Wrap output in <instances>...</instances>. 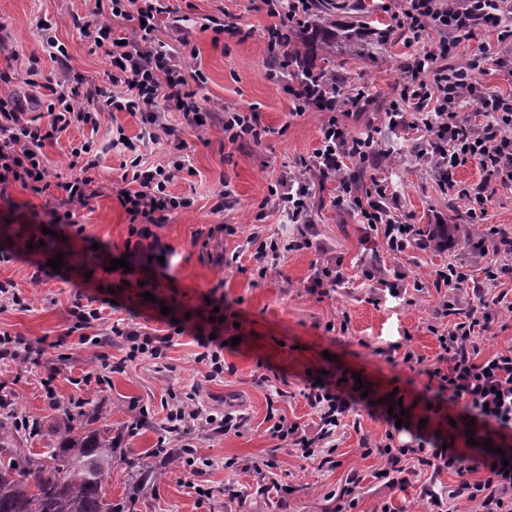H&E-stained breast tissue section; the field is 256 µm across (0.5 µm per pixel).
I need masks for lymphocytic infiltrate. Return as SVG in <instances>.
I'll use <instances>...</instances> for the list:
<instances>
[{"label": "lymphocytic infiltrate", "mask_w": 512, "mask_h": 512, "mask_svg": "<svg viewBox=\"0 0 512 512\" xmlns=\"http://www.w3.org/2000/svg\"><path fill=\"white\" fill-rule=\"evenodd\" d=\"M502 0H400L394 18L407 25L421 48L408 65L404 84L397 99L383 115L385 125L395 127L414 123L431 133L430 140L412 145L421 165L431 170L441 193L456 196L467 214L483 231L475 243L481 263L482 279H475L468 265L448 263L437 269L432 282L444 296L436 311L438 321L429 325L437 337L438 352L434 361L413 349H405L402 361L409 367H423L428 380L413 398L397 392L406 412L404 427H397L395 417L381 403L380 394L355 391L354 380L340 381L329 374L322 381L306 380L302 395L316 417L310 424L291 422L276 416L269 428L280 446L291 448L309 463L326 466L332 461L333 449L324 445L346 418L361 409H369L386 423L381 438L362 436L363 456L380 458L382 466L377 480L394 488L408 482L410 476L424 472L455 473L457 481L443 490L427 485L423 494L430 512H448L449 506L469 505L471 512H512V464L503 465L499 453H482L473 457L461 454L459 439L474 438L512 440V345L486 356L482 353L481 335L493 323L512 315V247L503 248L499 229L490 224L488 211L498 187H512V96L482 91L479 77L483 62L493 61L501 68L512 67V31L504 29L500 14ZM168 0H106L95 5L89 16L76 19L80 35L95 49L101 50L110 63L107 84L79 89L70 70H63L58 83L48 84L54 92L47 106L44 126H34L25 117L20 100L0 93V204H11L13 185L46 195L48 221L69 224L74 205L87 204L96 196L95 174L101 150L92 142L73 148L70 178L60 179L49 169L42 146L45 141L76 125H98L108 112H131L141 116L143 129L138 138H128L123 128H116L104 149L131 155L132 175L114 184L113 190L130 217V235L149 238L150 228L162 224L169 215L192 206L188 196L172 194L168 186L185 169L183 143L166 160L156 165L142 161L144 149L158 145L161 132L167 131L168 113L181 112L188 125L205 131L206 109L196 102L187 77L178 61L160 47H150L153 32L163 18L172 15ZM127 16L139 21L140 42L120 41L110 22L111 17ZM479 29L500 33L497 47L479 45L473 59L463 67L438 65L436 49L423 45L426 33L456 39L458 34L474 35ZM293 113H324L320 146L310 167L324 178H336L338 194L335 204L356 210L362 217L367 235L380 238L390 254L399 256L411 248H421V229L403 224L388 208L393 194L388 186L362 187L357 177L348 174V164L378 163L389 159L390 150L378 148L372 134L355 135L348 127L353 110L363 100V91L341 95L335 82L323 81L311 87L299 82L289 90ZM466 98L477 101L480 120L460 116L457 105ZM474 164L482 173L475 189L461 187L455 177L458 168ZM307 185L301 178L279 180L269 185L260 204L261 210L287 217L292 237H277L262 242L252 255V272L266 278L282 253L322 251L314 227L307 220ZM467 289L469 301L460 305L453 291ZM223 297H211L199 309L193 331L198 347L196 359L206 368V380L224 376V326L214 318ZM184 323H169L165 334L143 331L118 319L111 323L110 336L121 339L123 356L112 359L105 351L96 352L101 370L121 371L136 360L162 362L173 336L182 335ZM437 418L448 427L447 434L424 428V420ZM195 422L205 429L219 425L224 433H239L241 416L217 415L181 403L169 410L165 433H178L184 423Z\"/></svg>", "instance_id": "obj_1"}]
</instances>
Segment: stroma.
<instances>
[{
	"label": "stroma",
	"instance_id": "1",
	"mask_svg": "<svg viewBox=\"0 0 512 512\" xmlns=\"http://www.w3.org/2000/svg\"><path fill=\"white\" fill-rule=\"evenodd\" d=\"M396 0H331L333 18L366 20L384 25L392 34L386 45L368 58L348 59L338 71L345 92L367 91L371 99L348 121L351 131L380 125V114L404 76L416 49L409 46L389 12ZM95 0H0V75H7L5 92L26 103L31 115L45 111L48 104L43 86L57 79L60 69L43 43L41 21H48L52 36L63 45L67 63L84 86L107 81L109 62L95 51L75 27L76 17L93 9ZM177 16L183 17V40L172 38L167 25H160L157 38L190 73L204 82L198 93L207 97L212 110L206 131L187 126L180 113L169 115L174 138L183 140V154L191 172L170 185L171 193L189 196L192 208L172 215L155 227L160 247L168 251L167 276L157 290V302L134 297L119 275L96 264L93 245L109 251L112 258L125 256L129 247V216L112 192V184L126 170L125 156L106 153L97 173L99 192L88 206L75 207L74 225L56 226L41 247L21 251L29 226L42 216L44 195L13 186L14 207L0 209V282L14 283L27 298L26 307L0 310V332L23 337L40 345V364L23 365L0 360V411L26 417V425L15 432L12 445L32 460L44 461L45 442L59 407L78 406L106 414L113 436L123 451L146 455L163 433L166 411L163 403L170 392L198 386V400L214 412L243 416L239 434H226L217 427L200 432L198 448L213 465L201 478L211 488V497L198 496L189 488V475L182 469L165 470L156 485L141 497L138 512H333L338 495L351 476H359L351 512H427L422 486L435 482L448 486L455 475L441 472L435 477H411L401 488L390 489L373 476L380 466L376 457H362L361 435L381 437L385 424L360 411L358 427L340 429L336 436L335 466L321 468L297 457L293 449L276 447L268 433L267 405L276 389L286 392L277 407L288 421L308 424L313 413L299 391L307 372L339 369L358 372L382 388H422L427 378L404 364L401 355L385 356L392 344L407 342L427 358L437 351L435 337L428 331L440 295L432 286L434 272L442 265L463 262L476 265L470 237L471 225L462 201L440 192L435 177L421 166L411 147L426 138L425 129L407 126L382 131L383 139L398 150L392 163L381 167L353 165L352 173L364 186L378 181L396 193L392 206L397 216L427 226L437 216L448 219L449 239L445 249L414 250L401 258L389 256L381 240L366 236L358 214L335 205L337 182L308 176V215L324 252H290L266 279L250 272L252 237L263 239L284 233L280 214L260 213L259 204L277 179L298 174L301 162L310 158L320 144L322 118L305 112L292 116L293 102L288 86L293 78L272 73L266 52V28L273 24L265 0H170ZM232 15L247 39L207 29L211 19ZM256 112L269 132L261 143L229 142L224 136V114L228 111ZM123 126L128 137L141 131L138 117L122 111L115 120H102L98 129L70 126L42 151L60 177L70 174V151L81 143L102 142L113 124ZM233 191L235 205L216 215L212 206L223 187ZM234 225L235 235L224 232ZM61 258L59 272L35 285L31 275L36 265ZM331 258L341 261L345 282L335 291L320 294L311 279L316 265ZM377 261L402 273L406 283H422L421 291H409L407 299L383 297L379 304L369 300L372 281L363 275L365 264ZM113 297L106 308L107 320L154 331L164 328L159 303L176 297V317H184L211 291L223 293L232 311L239 315L243 338L224 350L223 379L205 380L204 365L195 360L197 346L191 334L174 337L167 354L168 368L157 371L152 363L138 362L112 374L110 383L98 381L99 367L93 348L67 335V311L78 291ZM57 372L54 397H47L43 380ZM147 409L145 426L132 422L139 409ZM270 461L269 477L253 469L255 463ZM240 491L241 502L229 501L226 489Z\"/></svg>",
	"mask_w": 512,
	"mask_h": 512
}]
</instances>
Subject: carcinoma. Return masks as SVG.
<instances>
[{
  "mask_svg": "<svg viewBox=\"0 0 512 512\" xmlns=\"http://www.w3.org/2000/svg\"><path fill=\"white\" fill-rule=\"evenodd\" d=\"M374 33L382 43L390 30L343 24L326 12L319 15L303 49L289 53L297 60L295 75L307 84L333 76L332 56H365L371 46L368 38ZM313 45L324 54L310 51ZM102 419L97 413L60 409L56 429L46 443L50 464L17 456L10 448L13 431L0 420V512H136V503L157 471L147 457L118 448L106 425L96 426ZM117 465L127 475L128 495L114 503L107 499L104 483Z\"/></svg>",
  "mask_w": 512,
  "mask_h": 512,
  "instance_id": "cac0c4a2",
  "label": "carcinoma"
}]
</instances>
